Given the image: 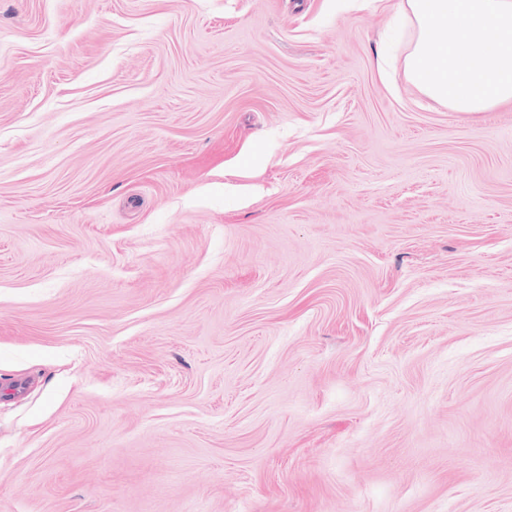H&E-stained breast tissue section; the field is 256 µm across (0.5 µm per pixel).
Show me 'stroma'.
<instances>
[{"instance_id":"35a3bbf8","label":"stroma","mask_w":512,"mask_h":512,"mask_svg":"<svg viewBox=\"0 0 512 512\" xmlns=\"http://www.w3.org/2000/svg\"><path fill=\"white\" fill-rule=\"evenodd\" d=\"M397 3L0 0V512H512V103Z\"/></svg>"}]
</instances>
